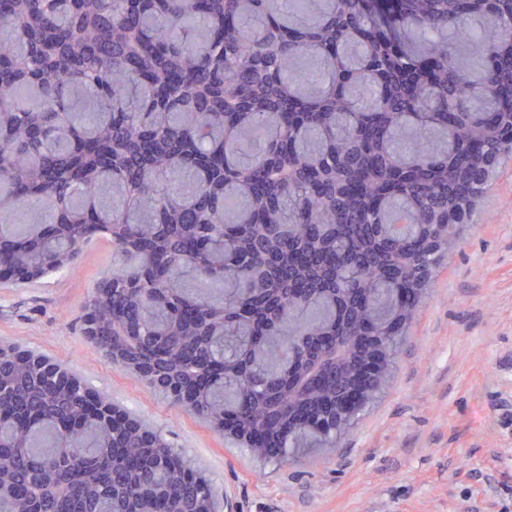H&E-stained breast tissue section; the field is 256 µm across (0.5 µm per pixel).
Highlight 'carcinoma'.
Instances as JSON below:
<instances>
[{
  "mask_svg": "<svg viewBox=\"0 0 512 512\" xmlns=\"http://www.w3.org/2000/svg\"><path fill=\"white\" fill-rule=\"evenodd\" d=\"M511 92L512 0H0V266L47 276L108 238L99 353L158 364L217 431L268 430L279 464L334 447L355 422L290 423L288 377L338 329L412 322L512 154L485 125ZM8 348L0 512L217 507L147 420Z\"/></svg>",
  "mask_w": 512,
  "mask_h": 512,
  "instance_id": "carcinoma-1",
  "label": "carcinoma"
}]
</instances>
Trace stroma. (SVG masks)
<instances>
[{"mask_svg":"<svg viewBox=\"0 0 512 512\" xmlns=\"http://www.w3.org/2000/svg\"><path fill=\"white\" fill-rule=\"evenodd\" d=\"M112 267L97 238L75 268L0 278V339L50 356L148 417L203 465L219 512H501L512 503V157L502 160L406 330L388 388L335 448L283 465L173 406L83 334Z\"/></svg>","mask_w":512,"mask_h":512,"instance_id":"35a3bbf8","label":"stroma"}]
</instances>
